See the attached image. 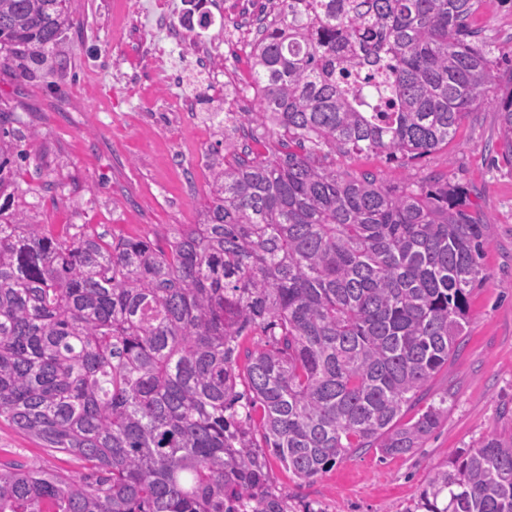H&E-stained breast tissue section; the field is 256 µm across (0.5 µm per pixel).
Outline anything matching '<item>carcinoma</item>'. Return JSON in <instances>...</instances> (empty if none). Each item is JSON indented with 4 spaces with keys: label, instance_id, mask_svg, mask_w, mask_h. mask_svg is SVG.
Segmentation results:
<instances>
[{
    "label": "carcinoma",
    "instance_id": "obj_1",
    "mask_svg": "<svg viewBox=\"0 0 512 512\" xmlns=\"http://www.w3.org/2000/svg\"><path fill=\"white\" fill-rule=\"evenodd\" d=\"M482 6L277 0L252 47L257 111L213 113L231 160L209 166L198 223L154 241L29 223L0 111V422L83 466L75 481L0 455V512H284L271 457L309 483L359 449L420 447L448 397L403 418L459 348L488 225L446 172L388 186L325 160L409 167L489 105L512 166V66ZM71 25L68 0H0V66ZM245 121L288 152L238 151ZM407 512H512V439L451 452Z\"/></svg>",
    "mask_w": 512,
    "mask_h": 512
}]
</instances>
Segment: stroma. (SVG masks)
Listing matches in <instances>:
<instances>
[{
    "label": "stroma",
    "mask_w": 512,
    "mask_h": 512,
    "mask_svg": "<svg viewBox=\"0 0 512 512\" xmlns=\"http://www.w3.org/2000/svg\"><path fill=\"white\" fill-rule=\"evenodd\" d=\"M207 27L171 30L185 0H70L72 26L44 65L0 71V110L20 115L14 139L29 159L15 179V209L58 232L78 224L95 234L138 237L194 224L209 199L211 154L224 138L209 113L253 112L252 27L233 28L239 0H206ZM477 23L512 56V5L484 0ZM178 100L183 109L168 110ZM498 115L465 117L447 148L404 169L375 155H331L330 163L370 171L385 184L449 171L489 226L486 279L469 301V323L448 369L430 384L447 395L448 415L413 453L381 458L359 451L306 484L270 460L285 512H406L451 451L491 434L512 437V166L497 161ZM0 455L79 476V460L53 454L0 424Z\"/></svg>",
    "instance_id": "35a3bbf8"
}]
</instances>
